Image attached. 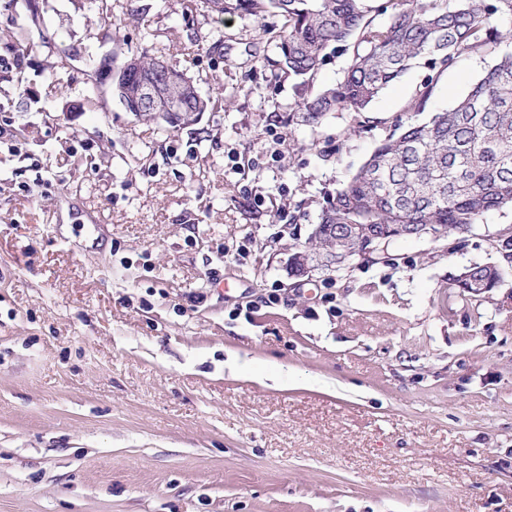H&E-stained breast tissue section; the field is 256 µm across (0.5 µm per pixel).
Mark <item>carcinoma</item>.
<instances>
[{
    "instance_id": "cac0c4a2",
    "label": "carcinoma",
    "mask_w": 512,
    "mask_h": 512,
    "mask_svg": "<svg viewBox=\"0 0 512 512\" xmlns=\"http://www.w3.org/2000/svg\"><path fill=\"white\" fill-rule=\"evenodd\" d=\"M199 2L221 19L226 14L256 21L268 12L284 16L287 26L280 35L279 64L296 76L315 74L328 51L357 39L344 80L303 98L299 111L288 114V121L305 124H317L338 109L366 111L419 57L427 58L431 74L408 109L422 111L442 72L462 57L512 38L511 26L498 25L504 19L512 22V0H395L382 27L367 18L364 0ZM135 56L136 70L127 71L114 55L112 75L98 72L96 79L110 77L112 84L125 89V95L115 98L126 99L137 119L168 133L196 124L190 116L176 120L171 112L201 114L214 109L216 102L202 97L184 71L170 67L159 74L158 58L145 49ZM144 76L157 81L160 96L156 105L137 108L136 91ZM511 202L512 55H506L454 108L381 144L348 183L329 194L308 238V257L329 271L338 265L330 249L336 224H440L449 236ZM457 280L479 295L495 287L498 273L492 266L477 265Z\"/></svg>"
}]
</instances>
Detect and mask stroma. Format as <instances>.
<instances>
[{
  "label": "stroma",
  "instance_id": "35a3bbf8",
  "mask_svg": "<svg viewBox=\"0 0 512 512\" xmlns=\"http://www.w3.org/2000/svg\"><path fill=\"white\" fill-rule=\"evenodd\" d=\"M38 5L0 0V512H512V204L451 241L288 268L326 194L512 40L424 111L419 60L366 112L305 125L289 112L353 52L288 74L279 14ZM144 48L224 107L171 133L107 94L88 109L93 59ZM273 122L284 159L251 168ZM475 264L500 273L481 295L455 284Z\"/></svg>",
  "mask_w": 512,
  "mask_h": 512
}]
</instances>
